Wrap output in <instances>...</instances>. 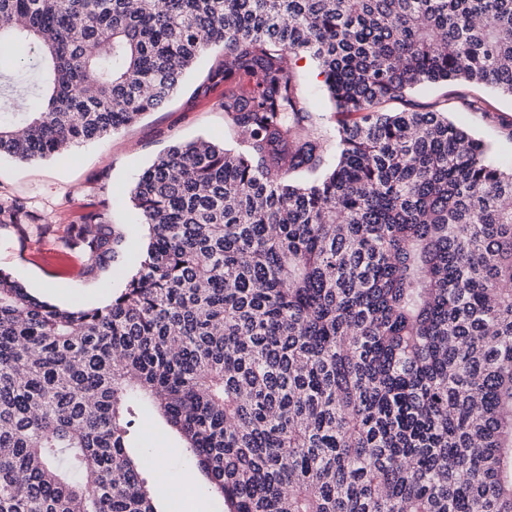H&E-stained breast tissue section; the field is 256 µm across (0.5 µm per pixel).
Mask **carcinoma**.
<instances>
[{
    "label": "carcinoma",
    "mask_w": 512,
    "mask_h": 512,
    "mask_svg": "<svg viewBox=\"0 0 512 512\" xmlns=\"http://www.w3.org/2000/svg\"><path fill=\"white\" fill-rule=\"evenodd\" d=\"M16 46L0 94L41 102L0 116V158L109 137L216 49L237 146L144 170L135 260L106 209L72 225L86 278L135 263L107 304L0 270V512H158L147 410L220 512H512V167L411 98L512 97V0H0ZM301 78L302 86L306 94L312 99L316 108L326 115L325 123L327 127L335 124L334 114L331 106L323 94V78L319 75L316 66L307 58L299 60L298 65L293 66Z\"/></svg>",
    "instance_id": "1"
}]
</instances>
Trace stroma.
Returning <instances> with one entry per match:
<instances>
[{"instance_id": "stroma-1", "label": "stroma", "mask_w": 512, "mask_h": 512, "mask_svg": "<svg viewBox=\"0 0 512 512\" xmlns=\"http://www.w3.org/2000/svg\"><path fill=\"white\" fill-rule=\"evenodd\" d=\"M221 59L218 51L205 54L163 109L146 114L103 141L83 144L47 160L0 159V204L23 202L34 216L21 235L12 227L0 226V269L62 306L97 305L122 288L126 281L122 273L100 284L82 279L84 256L74 246L68 226L78 222L84 212L104 204L112 211L113 223L125 225L135 249H142L146 229L129 197L143 169L178 142L199 138L229 146L236 142V134L219 106L223 87L206 93L199 90L211 66ZM466 95L485 99L489 112L470 111L462 101ZM414 99L423 105L447 102L449 118L486 141L494 162L512 165V99L482 87L423 88ZM140 434L141 447L165 449V470L170 477L190 469L183 449L155 413L142 415Z\"/></svg>"}]
</instances>
